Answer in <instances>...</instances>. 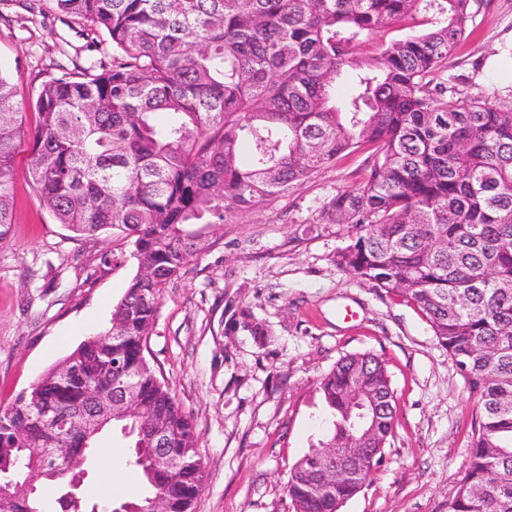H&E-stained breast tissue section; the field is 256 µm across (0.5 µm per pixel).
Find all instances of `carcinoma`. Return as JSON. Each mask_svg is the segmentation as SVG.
I'll return each instance as SVG.
<instances>
[{"instance_id":"carcinoma-1","label":"carcinoma","mask_w":512,"mask_h":512,"mask_svg":"<svg viewBox=\"0 0 512 512\" xmlns=\"http://www.w3.org/2000/svg\"><path fill=\"white\" fill-rule=\"evenodd\" d=\"M112 59L45 80L25 103L0 71V242L13 224L15 160L28 142L29 184L79 240L118 229L137 272L110 327L79 344L0 417V476L14 512H42L27 493L18 449L43 441L88 458L98 434L65 432L42 416L133 374L146 418L112 410L105 428L129 439L145 493L194 512L203 483L191 416L145 355L164 288L206 247L192 224H222L302 184L361 148V181L333 197L323 221L350 228L335 263L375 288L400 290L464 372L479 415L448 512H512V108L459 97L434 75L472 23V0H54ZM423 9L432 28L373 45L374 34ZM356 71L336 104V82ZM122 342L114 347L113 337ZM326 432L292 467L294 512H336L373 480L379 458H343L361 481L327 479L317 461L337 448H384L394 392L383 361L350 354L318 382ZM374 402L365 432L351 396ZM27 420L31 435L13 430ZM169 437L176 487L153 466L150 432Z\"/></svg>"}]
</instances>
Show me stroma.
Listing matches in <instances>:
<instances>
[{
	"label": "stroma",
	"instance_id": "35a3bbf8",
	"mask_svg": "<svg viewBox=\"0 0 512 512\" xmlns=\"http://www.w3.org/2000/svg\"><path fill=\"white\" fill-rule=\"evenodd\" d=\"M469 35L439 78L462 96L512 106V0H473ZM53 0H0V69L19 98L111 57ZM356 152L287 193L207 227L208 246L163 291L147 358L190 412L204 471L195 512H294L293 464L324 432L317 381L343 356L384 360L395 393L393 434L369 485L340 512H448L477 415L463 372L399 293L340 269L348 230L321 220L354 187ZM19 154L13 224L0 242V410L58 360L104 330L137 266L118 231L76 241L32 192ZM260 322L251 336L241 323ZM118 431L101 433L81 493L113 504L143 488ZM111 480H104V472Z\"/></svg>",
	"mask_w": 512,
	"mask_h": 512
}]
</instances>
